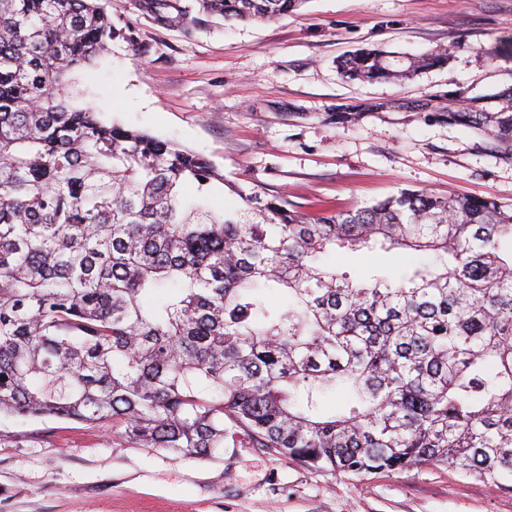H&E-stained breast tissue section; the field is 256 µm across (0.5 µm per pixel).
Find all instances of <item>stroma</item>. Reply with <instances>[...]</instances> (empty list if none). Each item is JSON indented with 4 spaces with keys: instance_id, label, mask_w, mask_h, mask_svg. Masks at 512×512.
I'll use <instances>...</instances> for the list:
<instances>
[{
    "instance_id": "stroma-1",
    "label": "stroma",
    "mask_w": 512,
    "mask_h": 512,
    "mask_svg": "<svg viewBox=\"0 0 512 512\" xmlns=\"http://www.w3.org/2000/svg\"><path fill=\"white\" fill-rule=\"evenodd\" d=\"M112 23L111 54L70 75L75 104L202 154L228 181L304 212L403 190L512 208V149L447 118L505 107L512 0H304L271 22L112 0ZM360 48L449 55L404 82L343 79L338 61ZM336 265L394 274L401 257L342 249ZM0 512H512V490L429 464L357 478L230 441L195 458L108 423L0 414Z\"/></svg>"
}]
</instances>
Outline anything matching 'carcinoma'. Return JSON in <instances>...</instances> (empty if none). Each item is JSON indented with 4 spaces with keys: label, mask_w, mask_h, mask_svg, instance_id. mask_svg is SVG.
I'll return each mask as SVG.
<instances>
[{
    "label": "carcinoma",
    "mask_w": 512,
    "mask_h": 512,
    "mask_svg": "<svg viewBox=\"0 0 512 512\" xmlns=\"http://www.w3.org/2000/svg\"><path fill=\"white\" fill-rule=\"evenodd\" d=\"M304 0H198L274 21ZM101 0H0V414L110 421L178 455L240 444L365 477L445 465L512 488V210L405 190L306 213L202 156L76 106L105 56ZM363 49L351 81L440 66ZM497 134L512 117L451 111ZM229 190L242 202L216 210ZM394 249L352 279L336 249ZM431 256L427 263L423 257ZM333 389L346 407L321 410Z\"/></svg>",
    "instance_id": "1"
}]
</instances>
